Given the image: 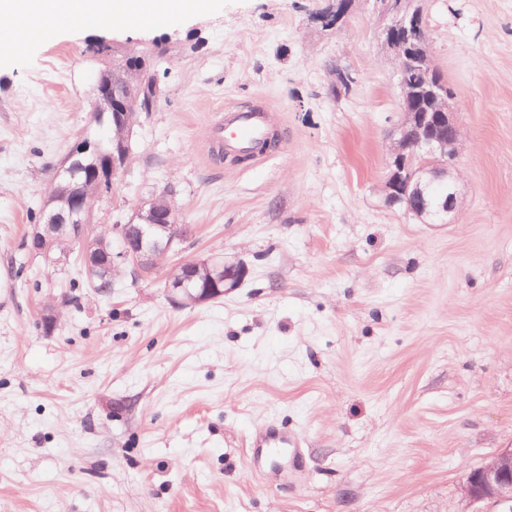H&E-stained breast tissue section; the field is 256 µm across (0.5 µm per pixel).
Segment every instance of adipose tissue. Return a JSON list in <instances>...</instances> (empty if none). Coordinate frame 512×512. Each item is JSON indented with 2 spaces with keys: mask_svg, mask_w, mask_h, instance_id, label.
<instances>
[{
  "mask_svg": "<svg viewBox=\"0 0 512 512\" xmlns=\"http://www.w3.org/2000/svg\"><path fill=\"white\" fill-rule=\"evenodd\" d=\"M211 0H0V30L17 33L24 41L39 38L33 23L79 14L113 26L131 27L175 14L203 12Z\"/></svg>",
  "mask_w": 512,
  "mask_h": 512,
  "instance_id": "adipose-tissue-1",
  "label": "adipose tissue"
}]
</instances>
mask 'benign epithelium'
Returning <instances> with one entry per match:
<instances>
[{
  "mask_svg": "<svg viewBox=\"0 0 512 512\" xmlns=\"http://www.w3.org/2000/svg\"><path fill=\"white\" fill-rule=\"evenodd\" d=\"M352 0H336L335 7L322 15L327 25L343 21ZM391 23L382 32L383 41L400 65L420 56L429 60L428 46L417 44L411 30L421 27L420 15H409V8L399 0H390ZM401 121L392 134L387 173L381 191L384 202H403L409 212L426 221L435 218L451 224L457 220L461 207L456 159L461 151V131L448 102V85L434 80L427 70L420 85L411 91H401ZM425 97L434 106L432 112H412L410 97ZM122 92L112 83L96 88V121L112 127V147L85 137L68 155L58 177L66 185L62 195L50 196L51 209L43 223L33 227L30 249L55 262H65L69 255L52 253V244L64 238L77 240L82 246L85 267L101 266L112 273L119 265H129L140 275L151 274L183 239L182 225L168 198L155 197L134 210L125 224L112 226L118 245L110 240L85 238L95 202L111 189L113 180L130 157L131 139L138 118L134 112H116ZM433 183L444 187L443 194L431 203L427 189ZM182 276L168 280V292L173 301L192 305L206 302L239 288L249 275L242 260L223 257L182 261L175 265ZM205 270L204 285L193 288L190 282ZM471 512H483L491 505L512 512V448H503L489 460L472 469L464 489Z\"/></svg>",
  "mask_w": 512,
  "mask_h": 512,
  "instance_id": "1",
  "label": "benign epithelium"
}]
</instances>
